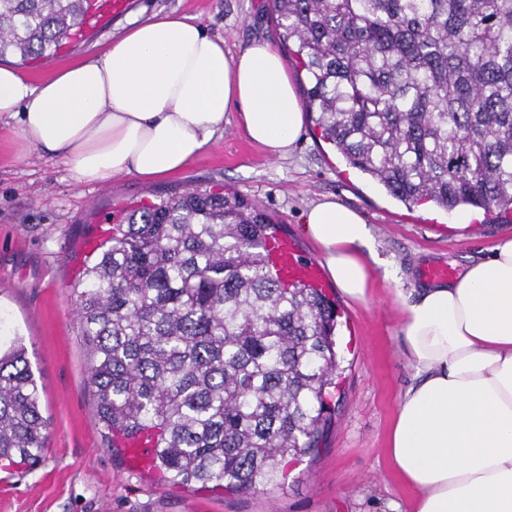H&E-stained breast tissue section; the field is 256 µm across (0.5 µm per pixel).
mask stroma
<instances>
[{"instance_id":"stroma-1","label":"stroma","mask_w":512,"mask_h":512,"mask_svg":"<svg viewBox=\"0 0 512 512\" xmlns=\"http://www.w3.org/2000/svg\"><path fill=\"white\" fill-rule=\"evenodd\" d=\"M170 12L196 17L233 52L255 40L279 42L271 0H137L65 59L99 54L130 22ZM13 139L11 126L0 122V324L26 340L48 429L47 449L34 467L0 460V512H409L414 493L386 453L400 395L413 377L399 333L401 299L421 287L420 267L463 270L496 240L512 237V222L480 211L406 208L349 169L309 123L294 151L275 159L234 118L179 174L153 182L120 175L100 186L74 184L61 163L39 151L17 160ZM195 185L247 195L315 259L320 253L302 231L301 214L334 196L364 215L379 257L400 270L392 281L375 268L368 304L337 297L345 370L331 402L333 424L319 454L291 464L278 488L228 494L131 472L124 450L108 447L92 415L74 308L86 243L98 234L96 218Z\"/></svg>"}]
</instances>
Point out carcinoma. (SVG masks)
<instances>
[{
    "label": "carcinoma",
    "instance_id": "1",
    "mask_svg": "<svg viewBox=\"0 0 512 512\" xmlns=\"http://www.w3.org/2000/svg\"><path fill=\"white\" fill-rule=\"evenodd\" d=\"M88 0H0V57L49 56ZM306 111L390 196L512 209V0H272ZM274 220L198 186L125 214L83 276L76 316L98 424L160 435L185 486H275L328 427L340 358L324 292L268 272ZM24 338L0 333V458L45 452Z\"/></svg>",
    "mask_w": 512,
    "mask_h": 512
}]
</instances>
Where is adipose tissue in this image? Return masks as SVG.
Listing matches in <instances>:
<instances>
[{
	"label": "adipose tissue",
	"instance_id": "obj_1",
	"mask_svg": "<svg viewBox=\"0 0 512 512\" xmlns=\"http://www.w3.org/2000/svg\"><path fill=\"white\" fill-rule=\"evenodd\" d=\"M233 112L276 158L304 129L280 53L266 42L226 53L191 16L134 24L102 54L41 81L0 66V117L17 124V156L48 154L79 185L182 172ZM303 229L342 294L367 303L376 248L361 213L325 197ZM399 332L414 376L386 451L416 493L413 512H512V238L455 283L403 303Z\"/></svg>",
	"mask_w": 512,
	"mask_h": 512
}]
</instances>
